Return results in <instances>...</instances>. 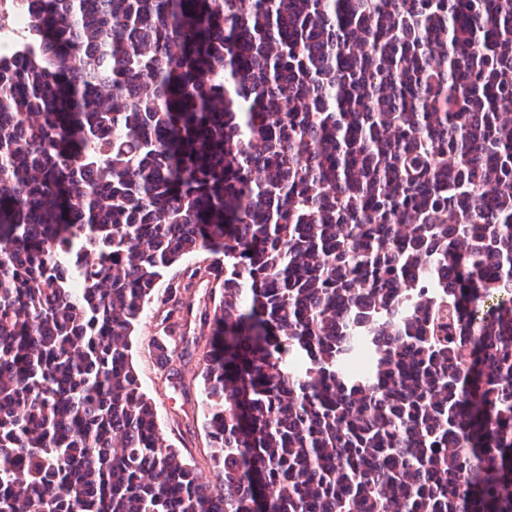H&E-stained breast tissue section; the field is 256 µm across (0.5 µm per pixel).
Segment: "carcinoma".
<instances>
[{
  "instance_id": "cac0c4a2",
  "label": "carcinoma",
  "mask_w": 512,
  "mask_h": 512,
  "mask_svg": "<svg viewBox=\"0 0 512 512\" xmlns=\"http://www.w3.org/2000/svg\"><path fill=\"white\" fill-rule=\"evenodd\" d=\"M14 7L0 512H512V0ZM201 252L216 483L131 359ZM212 258L213 256L206 252L184 258L164 276L160 285V295H163L168 283L177 284L186 281L196 267L210 263Z\"/></svg>"
}]
</instances>
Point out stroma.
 I'll return each mask as SVG.
<instances>
[{
	"mask_svg": "<svg viewBox=\"0 0 512 512\" xmlns=\"http://www.w3.org/2000/svg\"><path fill=\"white\" fill-rule=\"evenodd\" d=\"M218 297V288L205 280L182 292L189 336H209L208 319L213 315ZM166 310L164 303L155 302L150 315L138 326L132 339V361L144 391L154 401L168 442L213 481L217 473L209 460V440L202 427V348L190 346L188 355L163 363L157 345L161 341L160 323Z\"/></svg>",
	"mask_w": 512,
	"mask_h": 512,
	"instance_id": "35a3bbf8",
	"label": "stroma"
}]
</instances>
